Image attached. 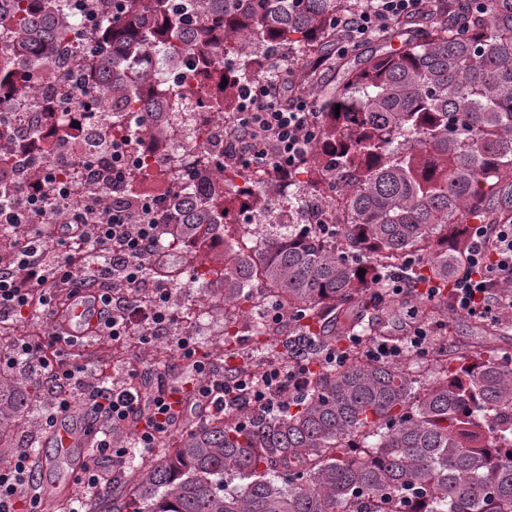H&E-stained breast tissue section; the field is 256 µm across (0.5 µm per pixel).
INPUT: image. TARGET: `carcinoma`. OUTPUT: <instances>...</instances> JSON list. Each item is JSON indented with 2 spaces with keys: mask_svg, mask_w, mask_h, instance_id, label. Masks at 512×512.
Masks as SVG:
<instances>
[{
  "mask_svg": "<svg viewBox=\"0 0 512 512\" xmlns=\"http://www.w3.org/2000/svg\"><path fill=\"white\" fill-rule=\"evenodd\" d=\"M70 0H0V32L12 34L0 55V87L16 98L81 45L69 65V99L82 117L102 108L107 90L126 111L112 118L97 161L112 141L157 139L171 132L157 101L179 95L175 72L152 64L156 51L175 65L189 55L227 79L223 105L238 110V87L265 73L285 48L305 63L286 72L292 87L316 88L322 65L342 70L325 94L318 143L306 158L312 180L288 179V210L341 200L335 231L278 224L255 249L229 243L216 267L206 266L208 241L228 227L227 196L197 189L202 172L224 159L207 150L171 174L175 224L161 216L160 246H191L197 260L170 269L189 284L218 287L220 300L247 304L267 293L251 335L268 336L266 310L288 311V325L313 332L338 325L317 346L336 347L360 326L383 336L379 315L363 324L367 301L381 311L384 282L402 273L414 286L434 279L440 294L422 296L425 321L448 310V273L464 259L468 223L497 224L492 204L512 194V0H433V8L393 20L360 64L336 55V18L362 0H91L90 25L77 28ZM399 47H394L395 43ZM340 113H335V106ZM44 120L66 144L69 124L49 105ZM33 162L0 149V186H19ZM282 185L271 177L246 206L263 220V200ZM151 195L147 174L133 169L118 197L130 208ZM364 273H359V269ZM479 342L441 344L427 371L364 360L350 350L341 365L311 360L294 410L261 418L232 407L186 429L175 447L158 440L156 458L131 465L124 499L105 512H512V355L495 345L499 323ZM288 359L266 343L252 350V372L265 359ZM41 402L0 373V447L9 448L22 411Z\"/></svg>",
  "mask_w": 512,
  "mask_h": 512,
  "instance_id": "cac0c4a2",
  "label": "carcinoma"
}]
</instances>
